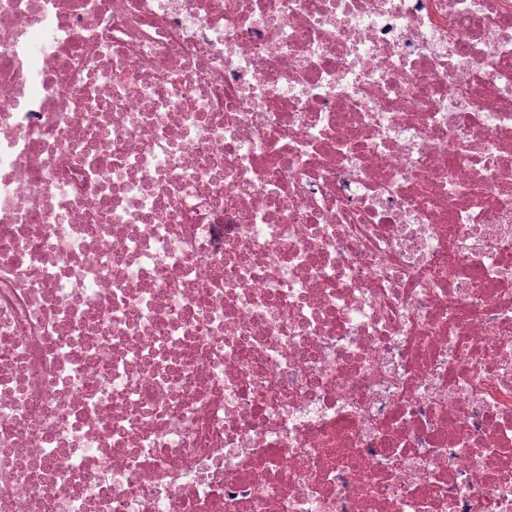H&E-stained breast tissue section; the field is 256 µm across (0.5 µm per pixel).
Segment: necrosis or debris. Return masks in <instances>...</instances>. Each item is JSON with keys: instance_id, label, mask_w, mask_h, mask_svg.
<instances>
[{"instance_id": "necrosis-or-debris-1", "label": "necrosis or debris", "mask_w": 512, "mask_h": 512, "mask_svg": "<svg viewBox=\"0 0 512 512\" xmlns=\"http://www.w3.org/2000/svg\"><path fill=\"white\" fill-rule=\"evenodd\" d=\"M512 512V0H0V512Z\"/></svg>"}]
</instances>
